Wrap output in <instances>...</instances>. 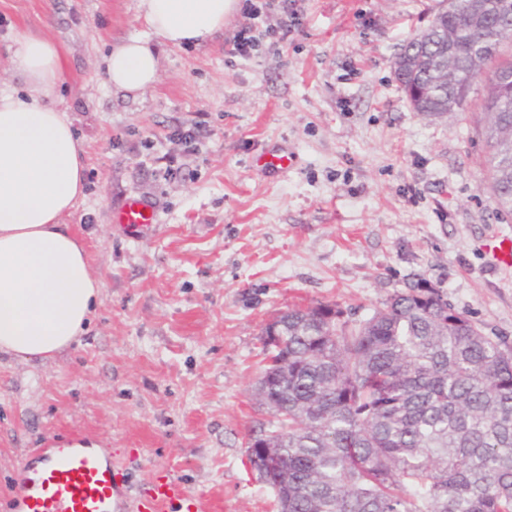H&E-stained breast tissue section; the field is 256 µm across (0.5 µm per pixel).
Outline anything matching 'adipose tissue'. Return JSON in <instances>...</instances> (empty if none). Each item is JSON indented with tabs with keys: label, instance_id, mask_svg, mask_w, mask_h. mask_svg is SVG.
I'll use <instances>...</instances> for the list:
<instances>
[{
	"label": "adipose tissue",
	"instance_id": "adipose-tissue-1",
	"mask_svg": "<svg viewBox=\"0 0 512 512\" xmlns=\"http://www.w3.org/2000/svg\"><path fill=\"white\" fill-rule=\"evenodd\" d=\"M239 0H139L148 34L131 36L105 59L104 81L134 96L157 80L154 39L180 47L223 30ZM23 91L0 89V354L46 359L90 323L102 283L61 218L84 189L83 148L56 89L57 46L18 33L7 48Z\"/></svg>",
	"mask_w": 512,
	"mask_h": 512
}]
</instances>
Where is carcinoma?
Instances as JSON below:
<instances>
[{
  "instance_id": "carcinoma-1",
  "label": "carcinoma",
  "mask_w": 512,
  "mask_h": 512,
  "mask_svg": "<svg viewBox=\"0 0 512 512\" xmlns=\"http://www.w3.org/2000/svg\"><path fill=\"white\" fill-rule=\"evenodd\" d=\"M468 0L447 24L460 65L428 87L421 116L481 101L485 182L512 214V54L502 26L512 0H486L474 30ZM280 344L262 345L274 421L258 424L270 447L246 465L273 491L279 512H512V348L458 312L426 282L396 292L354 323L329 303L274 317Z\"/></svg>"
}]
</instances>
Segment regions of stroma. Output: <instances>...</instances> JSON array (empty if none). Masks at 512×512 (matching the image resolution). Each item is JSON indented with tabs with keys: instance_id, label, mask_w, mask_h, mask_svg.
Here are the masks:
<instances>
[{
	"instance_id": "stroma-1",
	"label": "stroma",
	"mask_w": 512,
	"mask_h": 512,
	"mask_svg": "<svg viewBox=\"0 0 512 512\" xmlns=\"http://www.w3.org/2000/svg\"><path fill=\"white\" fill-rule=\"evenodd\" d=\"M441 0H296L280 51L233 53V16L201 45L158 44L144 95L103 81L112 47L147 25L139 0H0V89L18 86L14 32L51 40L59 106L85 149V189L62 221L84 245L100 303L78 344L49 360L0 355V512L29 451L96 438L134 487L169 472L206 512H277L245 466L262 332L293 305L363 317L424 280L489 336L512 343V269L485 244L512 236L483 181L480 106L414 112L392 63ZM202 124L191 175L168 174L175 131ZM296 158L278 175L267 151ZM158 221L132 236L125 197ZM152 206L141 197L129 196L112 214L111 222L120 226L129 234L136 235L155 223Z\"/></svg>"
}]
</instances>
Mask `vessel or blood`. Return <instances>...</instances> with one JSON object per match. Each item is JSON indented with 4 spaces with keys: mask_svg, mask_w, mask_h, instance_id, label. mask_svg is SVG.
<instances>
[{
    "mask_svg": "<svg viewBox=\"0 0 512 512\" xmlns=\"http://www.w3.org/2000/svg\"><path fill=\"white\" fill-rule=\"evenodd\" d=\"M152 206L130 196L112 215L129 234L154 223ZM487 251L501 267L512 268V237L492 238ZM14 512H202L197 497L171 473L154 476L147 489L122 478L112 451L78 435L53 439L28 456L13 488Z\"/></svg>",
    "mask_w": 512,
    "mask_h": 512,
    "instance_id": "obj_1",
    "label": "vessel or blood"
}]
</instances>
